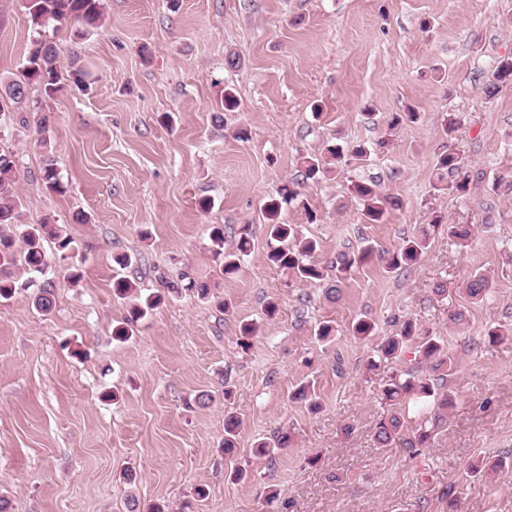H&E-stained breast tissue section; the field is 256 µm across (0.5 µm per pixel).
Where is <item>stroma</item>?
Returning <instances> with one entry per match:
<instances>
[{"mask_svg":"<svg viewBox=\"0 0 512 512\" xmlns=\"http://www.w3.org/2000/svg\"><path fill=\"white\" fill-rule=\"evenodd\" d=\"M511 18L512 0H104L98 28L59 26L62 64L78 63L89 90L64 78L42 134L29 105L0 114L22 222L63 227L83 274L73 286L55 271L50 313L29 292L0 303V497L10 512H147L154 503L169 512H512V476L468 472L478 460L512 459V336H486L491 323L512 324V187L499 182L512 175V84L483 93L497 62L512 57ZM32 37L23 0H0V78H20ZM231 53L241 58L233 69ZM227 87L239 100L232 112L221 105ZM408 106L418 122L389 129V114ZM165 112L172 126L160 124ZM451 112L459 124L448 138ZM448 141L463 192L434 188ZM329 142L371 155L302 181L300 158ZM49 154L66 193L43 185ZM370 180L400 201L380 224L365 221L353 192ZM284 185L300 201L282 219L319 242L315 262L329 265L350 240L375 244L340 293L289 284L267 263L261 206ZM204 197L214 202L206 212ZM211 224L230 241L253 227L235 278L209 249ZM451 224L472 225L473 240L449 237ZM424 228L420 260L387 271L384 253ZM123 252L138 255L125 274L143 293L184 271L209 285L212 301L170 299L129 342L114 341L126 308L112 293L113 257ZM477 272L491 284L473 304L458 289ZM441 282L448 297L436 293ZM453 309L462 324L450 321ZM360 318L374 336L354 335ZM407 319L454 356L444 382L455 405L413 458L373 437L390 412L381 390L404 361L367 368ZM247 322L258 331L245 348ZM320 322L335 328L329 341L313 336ZM309 379L315 412L293 397ZM228 415L239 421L229 455ZM278 431L287 448L254 456ZM238 468L245 480L233 479ZM198 486L209 492L201 502Z\"/></svg>","mask_w":512,"mask_h":512,"instance_id":"stroma-1","label":"stroma"}]
</instances>
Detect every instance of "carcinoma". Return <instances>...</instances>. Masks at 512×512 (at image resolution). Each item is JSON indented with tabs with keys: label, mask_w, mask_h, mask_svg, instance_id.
<instances>
[{
	"label": "carcinoma",
	"mask_w": 512,
	"mask_h": 512,
	"mask_svg": "<svg viewBox=\"0 0 512 512\" xmlns=\"http://www.w3.org/2000/svg\"><path fill=\"white\" fill-rule=\"evenodd\" d=\"M32 28L37 34L32 41L22 71V78L10 81L4 95L11 103L32 101L33 111L43 112L47 102L62 90L60 69L61 49L49 37L47 29H57L58 25L69 21L95 26L103 12V0H24ZM495 82L484 88V94L493 96L500 84L512 81V58L498 62L494 71ZM370 150L362 144L343 151L338 146L329 145L318 156H308L300 160L302 180H316L332 171V165L344 162L350 165L362 161ZM15 152L9 147L0 146V300H9L14 294L26 291L36 285V276L43 275L51 267V260L44 251V243H54L55 255L61 261L71 258L73 238L59 225L47 221L40 224H24L20 221L21 201L16 190ZM438 191H464L467 178L462 175L461 162L452 145L448 144L438 156L436 163ZM47 190L55 193L66 192V186L59 177L55 159H44L43 175ZM356 196L362 204L364 217L371 224H379L386 218L388 208L398 205L396 198L381 192L374 182L354 184ZM298 192L288 185L282 186L277 195L264 204L265 228L269 238L267 261L280 269L292 280L301 283H315L324 279L327 268L313 261L318 243L303 236L296 224L282 221L284 206L296 200ZM208 239L211 251L222 258L221 273L231 278L241 269L245 257L251 254L252 231L250 225L240 228L233 243H226L224 226L213 224L209 227ZM24 252L26 269L16 273V247ZM429 247V236L425 233L408 238L395 250L387 253L386 268L393 272L416 263ZM374 253V246L355 245L348 241L337 253L334 264L336 270L349 271L355 265L367 262ZM166 290L173 296L193 293L200 299L208 298L209 287L198 283L185 273L178 274V280L165 282ZM490 276L476 273L470 276L463 288L465 296L473 303L482 302L488 295ZM113 294L128 301V315L112 328V338L119 342L129 340L138 322L148 317L162 302L159 293H140L137 285L123 276H115L112 283ZM35 309L43 314L51 312L54 305L53 289L50 286L39 288L33 298ZM415 324L404 322L399 334L388 337L380 344L377 358L369 361L375 368L380 362L399 360L409 349H415L416 366L392 374L383 387L381 395L393 406L391 415L379 421L375 427L374 439L380 448L400 446L408 456L419 454L433 437L439 421L447 415L454 404V396L443 384L435 382L432 374L446 372L454 364V357L438 336H425L417 346ZM413 427H408V424ZM289 436L281 433L274 442L258 444L256 452L272 457L277 449L288 446Z\"/></svg>",
	"instance_id": "1"
}]
</instances>
